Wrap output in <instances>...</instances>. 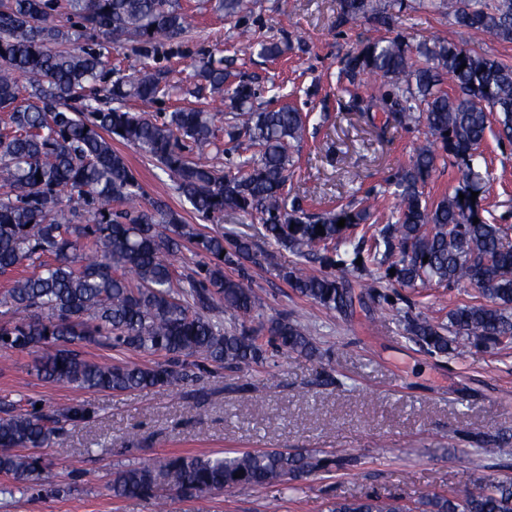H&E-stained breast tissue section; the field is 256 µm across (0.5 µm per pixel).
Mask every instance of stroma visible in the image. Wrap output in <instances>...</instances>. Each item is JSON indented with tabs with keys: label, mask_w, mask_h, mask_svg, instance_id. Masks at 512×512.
<instances>
[{
	"label": "stroma",
	"mask_w": 512,
	"mask_h": 512,
	"mask_svg": "<svg viewBox=\"0 0 512 512\" xmlns=\"http://www.w3.org/2000/svg\"><path fill=\"white\" fill-rule=\"evenodd\" d=\"M194 11L195 27L153 51V65L168 72L177 90L151 105L130 100L134 112H169L174 106L208 108L197 95L194 64L222 51L224 66L251 80L264 98L310 113L307 136L290 150L295 176L292 195L312 213L359 207L367 193H384L370 221L386 223L395 199L388 181L399 163L423 140V128L385 125L384 113L367 118L351 111V95L380 94L379 85L340 79L342 61L362 40L404 36L410 44L447 41L512 64V43L459 27L447 12L427 9L426 0H375L391 16L390 28L372 15L341 17L340 0H250L247 26L280 42L285 53L271 61L244 51L234 23L216 12L212 0H179ZM148 199L165 201L187 223L229 238L248 237L259 262L249 284L262 297L264 318L291 314L307 325L327 351L326 364L281 354L266 365L213 368L193 381L124 395L94 392L38 377L39 350L0 349V415L18 400L60 412L75 405L92 410L79 426H65L69 455L45 460L41 484L20 493L0 475V512H158L153 500L113 498L115 469L172 454L280 450L322 451L351 458V465L301 481L283 495L279 512H325L327 501L366 494L416 498L428 491L477 488L487 477H512V447L493 456L460 441L464 432L512 435V348L469 349L459 357H438L411 342L401 314L422 313L447 322L456 306L474 299L470 286L414 289L385 283L395 307H356L353 315L330 312L302 297L285 280L296 256L265 240L258 219L228 210L220 224L202 221L180 198L173 177L129 145H121ZM478 164L487 179L483 205L497 223L512 226V144L489 133ZM335 378L320 383V369ZM62 495H55L56 487ZM270 492L238 488L210 494L205 512H266ZM196 503L175 498L165 512H196Z\"/></svg>",
	"instance_id": "stroma-1"
}]
</instances>
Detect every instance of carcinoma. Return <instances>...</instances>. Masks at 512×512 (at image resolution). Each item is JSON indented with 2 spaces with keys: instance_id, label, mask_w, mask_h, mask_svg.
<instances>
[{
  "instance_id": "carcinoma-1",
  "label": "carcinoma",
  "mask_w": 512,
  "mask_h": 512,
  "mask_svg": "<svg viewBox=\"0 0 512 512\" xmlns=\"http://www.w3.org/2000/svg\"><path fill=\"white\" fill-rule=\"evenodd\" d=\"M219 7L230 19L249 13L248 0H219ZM429 7H446L457 25L512 43V0H429ZM340 10L376 12L370 0H341ZM194 22L176 0H0V112L8 114L0 131V273L18 272L0 305L24 313L0 325V348H42L36 371L43 379L114 394L175 386L207 364L249 366L284 353L326 357L299 320L286 314L261 320L262 299L245 284L247 263H258L250 239L200 232L168 204L146 201L136 171L112 147L115 139L173 175L179 196L207 220H224L226 210L255 214L260 234L297 257L364 278L357 292L347 280L301 265L285 272L292 288L325 309L348 316L365 300L392 308L385 280L403 288L466 284L479 299L451 310L446 324L405 311L408 339L436 356L458 355L463 345L512 344V242L508 228L484 216L486 182L474 164L492 123L499 138L512 142V65L448 42L412 47L399 35L368 38L343 60L349 84L366 75L385 87L367 109L386 112L404 128L425 121L462 172L461 185L427 202L422 188L438 154L428 141L417 146L389 182L397 199L393 221L368 224L371 236L355 242L347 231L367 224L370 208L311 215L286 191L294 174L288 147L303 139L309 114L287 104L255 107L258 89L250 81L225 88L230 72L223 59L211 54L195 66L199 89L219 103L215 111L125 109L131 98L153 104L176 89L148 64L151 48ZM238 35L268 58L284 53L248 26ZM126 39L138 45V63L114 79L109 47ZM445 76L457 93L440 88ZM226 109L225 144L246 138L257 147L234 172L202 157ZM318 225L324 234H316ZM187 245L192 268L177 276L175 261ZM221 311L233 325L224 326L216 316ZM79 344L160 354L165 361L99 364L74 349ZM90 417L84 405L57 418L34 407L0 417V473L33 488L42 457L19 450L66 453L59 423L77 426ZM345 464L321 452L173 455L113 472L110 490L116 499H155L164 487L169 496L201 500L265 487L274 489L268 512H278L288 483ZM327 512H512V478L487 479L476 491L427 493L411 504L376 494L338 499Z\"/></svg>"
}]
</instances>
